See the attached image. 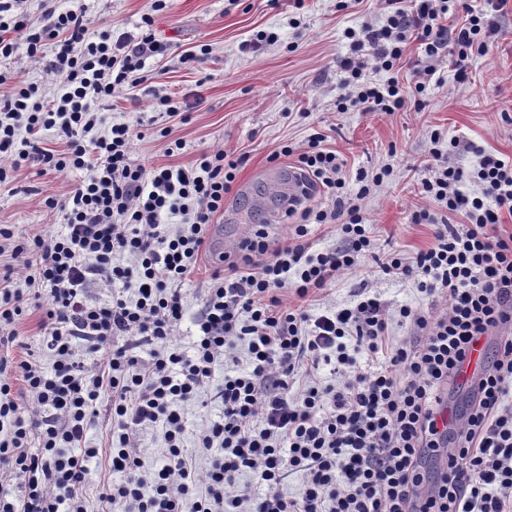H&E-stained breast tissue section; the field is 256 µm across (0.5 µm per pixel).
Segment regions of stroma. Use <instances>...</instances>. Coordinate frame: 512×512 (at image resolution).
Here are the masks:
<instances>
[{
	"label": "stroma",
	"instance_id": "35a3bbf8",
	"mask_svg": "<svg viewBox=\"0 0 512 512\" xmlns=\"http://www.w3.org/2000/svg\"><path fill=\"white\" fill-rule=\"evenodd\" d=\"M82 2L89 15L112 20L116 30L135 36L142 15L150 10V0ZM384 20L379 0H362L358 9L347 13L337 11L336 0H305L300 9L292 0H238L233 6L227 0H171L168 9L156 15V34L172 43L170 54L159 64L147 60L148 79L133 91L139 106L124 100L107 103L101 108L103 115L110 121L140 118L150 123L149 134L134 146L135 159L150 165L187 167L216 147L244 159L224 199V216L215 226L212 248L183 285V346L192 342L193 319L215 254L224 243L240 241L245 228L262 218L271 244L282 245L301 221L297 215L268 217L269 211L280 208L279 190L292 171L290 159L268 160L280 146L303 150L310 136L319 132L346 160L348 173L362 167L392 168V181L364 202V215L377 253L395 251L408 257L434 242V226L411 223L413 212L426 209L452 224L464 221L462 215L449 214L444 204L417 194V182L425 175L429 130L438 128L485 152L512 157V13L500 17L488 54L474 59L465 81H458L447 63L437 66L422 111H337L341 74L336 59L349 50L344 30ZM260 29L276 32L278 42L256 52L244 50V42ZM199 44L210 45V54L193 66L181 64V53ZM152 88H197L202 102L186 122L171 121L153 108L148 94ZM164 129L169 137H161ZM170 138L183 143L182 150L171 155L164 151ZM82 177L79 170L42 175L34 166L19 169L12 182L0 186V225H9L18 238L33 237L46 228L63 231L62 213L45 208L41 199L47 194L65 196ZM364 289L394 308L427 301L412 284L388 279L371 261L365 270L330 283L310 307L319 314L350 303Z\"/></svg>",
	"mask_w": 512,
	"mask_h": 512
}]
</instances>
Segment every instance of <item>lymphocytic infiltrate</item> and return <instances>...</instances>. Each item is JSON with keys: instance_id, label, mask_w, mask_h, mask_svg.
Wrapping results in <instances>:
<instances>
[{"instance_id": "1", "label": "lymphocytic infiltrate", "mask_w": 512, "mask_h": 512, "mask_svg": "<svg viewBox=\"0 0 512 512\" xmlns=\"http://www.w3.org/2000/svg\"><path fill=\"white\" fill-rule=\"evenodd\" d=\"M380 2L384 24L344 31L337 111L420 108L443 58L466 79L472 60L488 53L508 0ZM24 3L0 0V60L25 46L60 83L0 72V185L28 164L84 177L66 199H42L64 211V233L19 240L0 226V512H86L85 478L99 457L112 477L99 486L98 512H512V233L499 231L512 215V159L483 152L465 168L457 157L473 144L431 130L418 192L465 221L437 223L427 250L378 262L430 297L429 306L394 312L366 296L316 315L307 301L374 257L361 203L392 171L358 169L353 191L324 135L299 153L281 146L270 161L295 157L303 194L323 190L332 205L307 210L284 245L249 229L240 257L210 275L187 354L182 286L240 162L216 148L188 167L148 166L132 157L142 121L95 131L97 107L142 84L146 60L168 52L153 31L167 0H152L138 37L106 29L94 39L84 7H46L41 25ZM411 43L422 56L409 85L399 73ZM47 130L61 149L41 147ZM312 222L337 225L340 245L312 251ZM95 283L111 288L110 301L90 300ZM39 285L49 288L39 304L48 369L33 354H4L19 345L16 326ZM288 290L300 307L285 306ZM395 314L409 335L390 347ZM483 337L492 351L463 421L439 427L447 388ZM325 364L335 384L322 381ZM220 365L224 384L213 396L223 412L186 447L183 408L207 406ZM105 395L110 443L90 448L86 433ZM151 427L162 431L163 463L146 479L138 434ZM245 473L252 484L240 483ZM293 473L303 476L295 493L286 485ZM14 479L15 493L5 487Z\"/></svg>"}]
</instances>
